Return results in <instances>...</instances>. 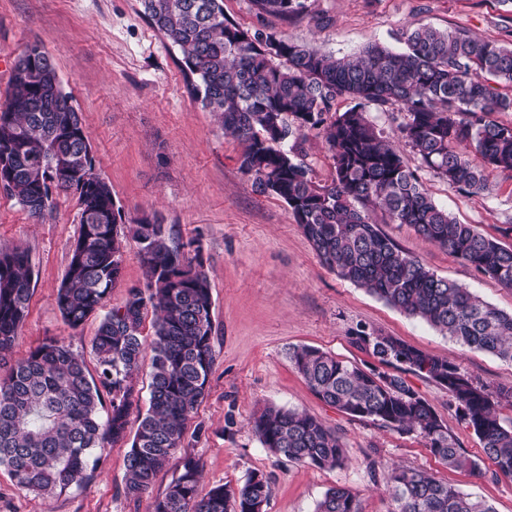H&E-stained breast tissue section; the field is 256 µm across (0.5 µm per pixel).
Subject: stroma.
Returning <instances> with one entry per match:
<instances>
[{
	"label": "stroma",
	"mask_w": 512,
	"mask_h": 512,
	"mask_svg": "<svg viewBox=\"0 0 512 512\" xmlns=\"http://www.w3.org/2000/svg\"><path fill=\"white\" fill-rule=\"evenodd\" d=\"M307 12L288 19L258 15L250 0H224L225 15L249 33L276 31L336 56L378 41L403 46L406 29L427 24L465 31L512 48V6L504 0H308ZM40 43L71 92L89 134L95 171L111 187L128 218L158 215L175 239L198 240L213 296L216 363L210 387L187 422L188 450L200 459L202 489L242 485L255 470L271 477L267 512H314L327 489L342 486L358 512H394L382 467L415 468L474 497L495 512H512V479L448 469L415 436L337 411L320 401L290 365L292 345H309L344 361L371 364L351 342L360 329L391 335L458 364L492 386L512 387V362L471 350L339 278L325 267L288 206L254 191L239 163L241 148L218 117L187 90L180 51L153 27L140 0H0V100L25 47ZM421 177L435 202L457 222L512 246V173L492 171L486 190L464 196L429 171ZM75 195H57L35 217L0 190V247L24 250L33 271L27 318L8 355L24 358L48 340L97 365L91 342L99 319L71 327L61 316L57 289L79 233ZM380 230L438 276L470 289L512 314V288L475 270L382 210ZM472 457L483 455L472 429L459 423L445 388L408 375ZM308 412L335 430L347 460L319 469L272 456L250 419L265 405ZM129 441L110 445L91 478L54 497L19 489L0 466V512H149L177 472H158L149 495L124 494Z\"/></svg>",
	"instance_id": "obj_1"
}]
</instances>
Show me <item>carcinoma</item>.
<instances>
[{
    "instance_id": "1",
    "label": "carcinoma",
    "mask_w": 512,
    "mask_h": 512,
    "mask_svg": "<svg viewBox=\"0 0 512 512\" xmlns=\"http://www.w3.org/2000/svg\"><path fill=\"white\" fill-rule=\"evenodd\" d=\"M140 2L180 50L193 100L217 113L241 145L240 169L254 190L288 205L329 270L464 347L512 361V314L436 275L373 224L369 212L383 210L506 288H512V247L439 208L364 110L397 106L406 112L401 133L421 165L458 191L477 194L486 187L487 170L512 171V127L490 119L512 112V95L498 91L512 87L511 48L419 26L405 32L403 51L371 42L357 54L336 57L276 32L249 36L225 16L223 0ZM250 2L258 14L282 18L307 8L306 0ZM339 97L355 105L332 117ZM3 107L6 193L34 216L53 206L55 194L78 198L79 234L56 297L63 318L77 327L104 311L122 279L125 213L111 185L94 172L89 135L41 44L19 56ZM314 129L324 134L333 161L334 175L325 184L314 180L299 151L305 131ZM472 153L482 164L473 163ZM61 161L73 165L76 177L54 186ZM130 231L148 281L128 287L123 305L104 311L91 343L97 377L83 355L55 341L32 349L0 376V466L19 489L42 496L87 481L106 445L126 437L133 376L149 351V405L126 457L125 494L148 493L157 472L173 462L179 474L151 512H265L268 475L253 471L236 489L217 485L203 494L200 461L182 451L187 421L207 393L216 361L201 244L175 240L155 214L131 221ZM32 292L27 253L1 248L0 352L15 343ZM150 312L148 340L142 326ZM351 342L384 369L307 345L288 348V361L325 404L420 437L451 470L477 471L479 464L403 374L435 381L453 398L458 420L479 437L494 472L512 477V421L500 416L512 409V388L492 387L395 336L358 330ZM252 428L263 447L292 462L336 468L345 461L336 432L309 413L266 406ZM384 480L395 512H495L487 501L424 471L391 468ZM315 512H358L355 496L332 487Z\"/></svg>"
}]
</instances>
